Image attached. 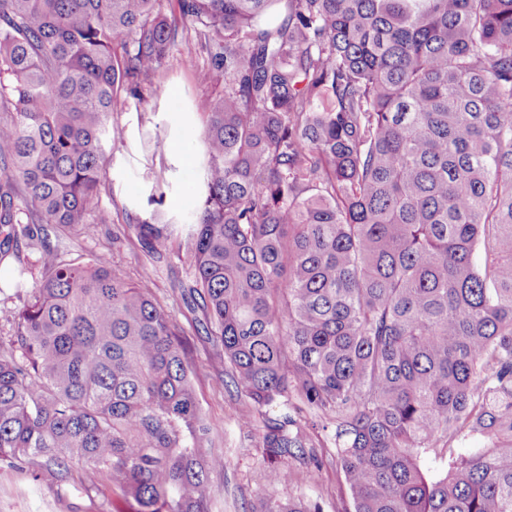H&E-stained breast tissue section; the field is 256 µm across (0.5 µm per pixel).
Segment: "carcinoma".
Wrapping results in <instances>:
<instances>
[{"label": "carcinoma", "instance_id": "carcinoma-1", "mask_svg": "<svg viewBox=\"0 0 512 512\" xmlns=\"http://www.w3.org/2000/svg\"><path fill=\"white\" fill-rule=\"evenodd\" d=\"M161 5L0 0V227L106 222L90 204L124 136L112 114L164 92L192 28L201 78L224 86L201 105L200 205L135 224L159 256L183 237V296L236 392L332 417L336 512H512V0ZM38 241L42 279L0 345V462L59 482L78 463L134 512H209L172 315L105 254L67 265ZM261 442L313 447L288 413Z\"/></svg>", "mask_w": 512, "mask_h": 512}]
</instances>
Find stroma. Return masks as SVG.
Returning <instances> with one entry per match:
<instances>
[{"instance_id":"obj_1","label":"stroma","mask_w":512,"mask_h":512,"mask_svg":"<svg viewBox=\"0 0 512 512\" xmlns=\"http://www.w3.org/2000/svg\"><path fill=\"white\" fill-rule=\"evenodd\" d=\"M205 61L193 39L179 40L158 75L163 95L142 101L128 99L114 114V122L125 129V138L107 147L106 182L93 205L106 222L92 236L78 226L51 229L50 244L66 263L107 254L113 269L128 281L148 282L154 299L170 311L186 346V364L193 373L195 393L213 439L212 512H260L270 498L282 502L317 499L324 512H336L343 476L336 466L332 430L319 428L313 433L318 463H309L303 456L285 459L281 467L289 472V481L270 486L271 467L260 446L265 421L287 412L307 421L309 410L294 395L255 410L234 388L222 386L227 376L224 352L206 335L202 308L186 305L180 297V287L189 282L191 273L178 258L179 239H172L163 254H155L130 222L131 217L152 213L150 198L160 180L168 185L163 213L186 221L197 205L202 191L200 164L186 162L185 157L202 152L204 127L198 102L221 92L220 87L198 81L195 69ZM15 230L25 272L21 287L8 284L0 289V339L12 334L6 312L17 304L16 290H33L41 280L38 251L32 244L38 225L19 224ZM247 411L255 422L250 427L240 426L238 418ZM117 494L111 479L93 486L83 482L77 463L71 466L68 482L61 485L35 466L0 463V512H114Z\"/></svg>"}]
</instances>
